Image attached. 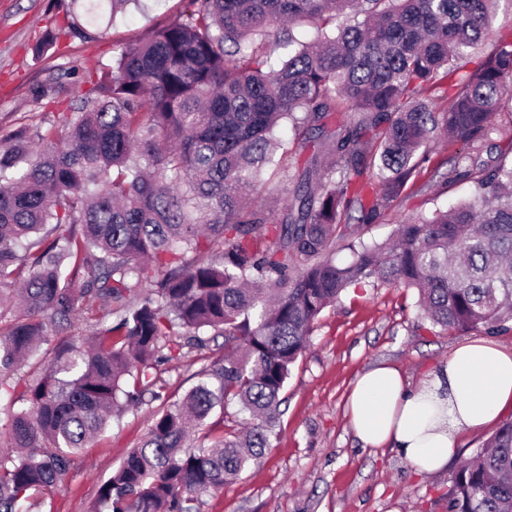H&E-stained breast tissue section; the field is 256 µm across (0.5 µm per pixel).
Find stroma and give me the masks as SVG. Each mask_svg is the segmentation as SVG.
Masks as SVG:
<instances>
[{"instance_id":"stroma-1","label":"stroma","mask_w":512,"mask_h":512,"mask_svg":"<svg viewBox=\"0 0 512 512\" xmlns=\"http://www.w3.org/2000/svg\"><path fill=\"white\" fill-rule=\"evenodd\" d=\"M188 7V0H141L140 7L103 15L89 38L80 39L68 35L65 19L80 14L81 0H0V130L48 126L81 103L90 89L84 75L111 63L116 43L148 41ZM49 29L59 33L58 48L35 57L33 48ZM71 67L79 79L67 77ZM463 150L437 140L404 194L378 222L362 225L363 241H383L396 224L466 197L469 184L454 172ZM415 301L413 292L397 288H351L327 308L291 371L271 448L240 479L203 495L199 512H445L451 473L494 427L460 434L455 458L439 472L422 473L394 449L362 447L346 415L348 394L357 375L380 364L397 366L414 386L461 345L491 341L511 351L512 331L448 336L422 319ZM202 364V350L180 347L154 370L155 390L162 399H178ZM161 401L129 407L80 453L52 492L54 512H91L101 482L140 442Z\"/></svg>"}]
</instances>
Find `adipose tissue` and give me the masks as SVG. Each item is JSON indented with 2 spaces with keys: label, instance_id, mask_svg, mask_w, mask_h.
<instances>
[{
  "label": "adipose tissue",
  "instance_id": "ef3b65f1",
  "mask_svg": "<svg viewBox=\"0 0 512 512\" xmlns=\"http://www.w3.org/2000/svg\"><path fill=\"white\" fill-rule=\"evenodd\" d=\"M512 405V351L491 342L457 347L414 387L380 366L361 374L348 399L350 425L367 448L391 446L417 470L442 469L462 432L494 423Z\"/></svg>",
  "mask_w": 512,
  "mask_h": 512
}]
</instances>
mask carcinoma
<instances>
[{"instance_id":"obj_1","label":"carcinoma","mask_w":512,"mask_h":512,"mask_svg":"<svg viewBox=\"0 0 512 512\" xmlns=\"http://www.w3.org/2000/svg\"><path fill=\"white\" fill-rule=\"evenodd\" d=\"M495 2L189 0L148 42L116 44L79 106L0 140V394L24 404L0 425V512H53L74 458L160 398L151 370L173 336L207 363L101 483L95 512H192L237 480L270 447L291 369L349 288L414 289L442 333L512 330V160L470 154L468 198L380 243L358 232L439 136L481 143L512 101V36L465 61ZM101 5L84 0L68 33L89 35ZM306 22L317 36L298 42ZM271 42L294 47L276 69ZM260 188L271 204L250 202ZM85 314L91 336L64 334ZM231 403L243 418L226 428L212 417ZM445 501L512 512L511 420L453 472Z\"/></svg>"}]
</instances>
